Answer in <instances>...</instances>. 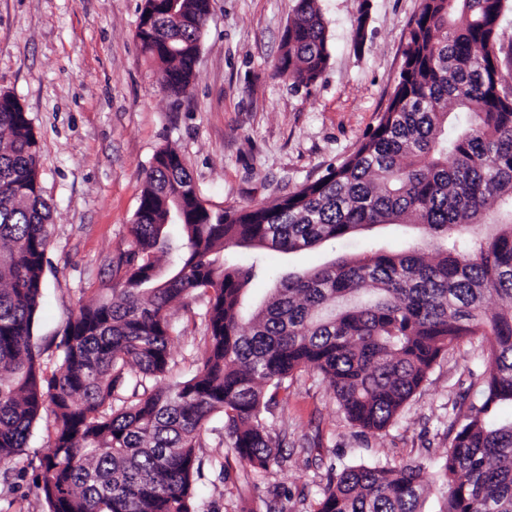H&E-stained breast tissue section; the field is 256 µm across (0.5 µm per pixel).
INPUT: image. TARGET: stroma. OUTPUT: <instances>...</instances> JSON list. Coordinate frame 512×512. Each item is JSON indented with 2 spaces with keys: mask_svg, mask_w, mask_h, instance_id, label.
Instances as JSON below:
<instances>
[{
  "mask_svg": "<svg viewBox=\"0 0 512 512\" xmlns=\"http://www.w3.org/2000/svg\"><path fill=\"white\" fill-rule=\"evenodd\" d=\"M364 0H317L330 58L321 77L295 87L275 74L282 32L297 0H212L195 78L170 95L160 64L135 38L143 0H0V91L29 113L40 144V183L53 202L51 244L32 344L55 367L58 343L80 306L110 295L132 247L130 226L145 168L162 147L186 159L206 206L271 204L318 178L372 132L398 81L408 24L421 0L370 4L363 48L352 40ZM367 235L289 256L274 270L313 269L361 251ZM207 298L170 310L174 364L167 387L193 376L205 350ZM486 341L470 336L438 359L397 420L378 433L352 426L326 382L302 371L279 390L266 421L283 459L246 472L224 434L207 424L198 455L199 512H313L329 467L378 462L432 465L448 448L454 407L474 397ZM54 419L42 413L7 475L0 512H47L35 488Z\"/></svg>",
  "mask_w": 512,
  "mask_h": 512,
  "instance_id": "35a3bbf8",
  "label": "stroma"
}]
</instances>
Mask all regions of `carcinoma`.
Masks as SVG:
<instances>
[{
    "mask_svg": "<svg viewBox=\"0 0 512 512\" xmlns=\"http://www.w3.org/2000/svg\"><path fill=\"white\" fill-rule=\"evenodd\" d=\"M317 0H299L276 74L310 85L330 56ZM512 0H421L396 86L373 131L318 179L271 205L208 208L186 160L156 152L131 232L123 280L82 306L48 370L31 343L50 246L52 203L39 142L20 101L0 92V471L26 447L38 416L55 432L36 488L48 512H198L202 432L220 414L244 467L280 466L266 423L276 391L312 369L347 420L380 432L460 340L481 335L486 368L461 409L432 483L421 464L330 468L314 512H512V74L499 28ZM211 0H147L135 33L165 64L163 87L191 89ZM471 120L448 128V105ZM376 225L413 226L433 254L372 240L366 251L276 275L290 254ZM180 229L173 237L170 228ZM168 256L166 270L158 254ZM273 279L252 312V283ZM208 297L207 348L171 387V304ZM497 300L490 306L491 300Z\"/></svg>",
    "mask_w": 512,
    "mask_h": 512,
    "instance_id": "cac0c4a2",
    "label": "carcinoma"
}]
</instances>
